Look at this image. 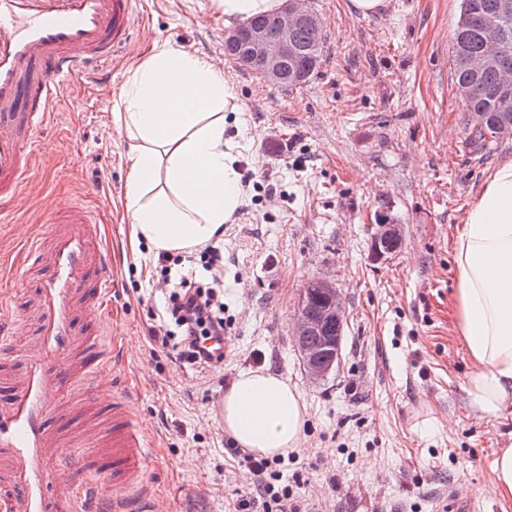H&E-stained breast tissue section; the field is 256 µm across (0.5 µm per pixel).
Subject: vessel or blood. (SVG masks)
<instances>
[{"label": "vessel or blood", "mask_w": 512, "mask_h": 512, "mask_svg": "<svg viewBox=\"0 0 512 512\" xmlns=\"http://www.w3.org/2000/svg\"><path fill=\"white\" fill-rule=\"evenodd\" d=\"M138 0H0V214L31 188L30 145L65 88L125 48ZM19 240L39 287L28 314L0 301V355L35 336L19 373L0 372V512H157L148 439L112 377L106 321L116 278L96 210L51 208Z\"/></svg>", "instance_id": "1"}]
</instances>
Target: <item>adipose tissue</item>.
Returning <instances> with one entry per match:
<instances>
[{
    "label": "adipose tissue",
    "mask_w": 512,
    "mask_h": 512,
    "mask_svg": "<svg viewBox=\"0 0 512 512\" xmlns=\"http://www.w3.org/2000/svg\"><path fill=\"white\" fill-rule=\"evenodd\" d=\"M234 81L211 60L163 46L133 70L115 121L130 140L127 211L135 241L192 252L220 241L241 204L226 138ZM458 325L472 370L471 405L512 410V161L490 176L454 243ZM224 432L264 457L300 448L304 401L287 379L244 370L216 404Z\"/></svg>",
    "instance_id": "ef3b65f1"
}]
</instances>
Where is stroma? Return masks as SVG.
I'll return each instance as SVG.
<instances>
[{
    "mask_svg": "<svg viewBox=\"0 0 512 512\" xmlns=\"http://www.w3.org/2000/svg\"><path fill=\"white\" fill-rule=\"evenodd\" d=\"M325 40L301 87L269 84L224 53L219 0H141L134 53H116L98 84L75 82L39 134V190L0 217V243L42 224L44 203L104 202L100 244L118 286L112 373L150 439L146 480L166 512H232L229 487L246 466L215 415L243 370L283 376L307 408L302 448L279 465L300 512H442L452 493L483 512H512L492 490V452L512 445V413L470 406L471 363L456 319L453 241L512 139L472 140L453 80L451 30L460 0H388L352 12L311 0ZM163 44L220 57L242 124L234 154L251 172L218 243L231 342L221 368H179L151 345V313L167 288L158 254L131 243L126 211L130 143L114 114L131 68ZM405 229L391 259H369L378 214ZM336 281L346 309L342 358L324 381L306 376L292 314L311 277Z\"/></svg>",
    "mask_w": 512,
    "mask_h": 512,
    "instance_id": "1",
    "label": "stroma"
}]
</instances>
